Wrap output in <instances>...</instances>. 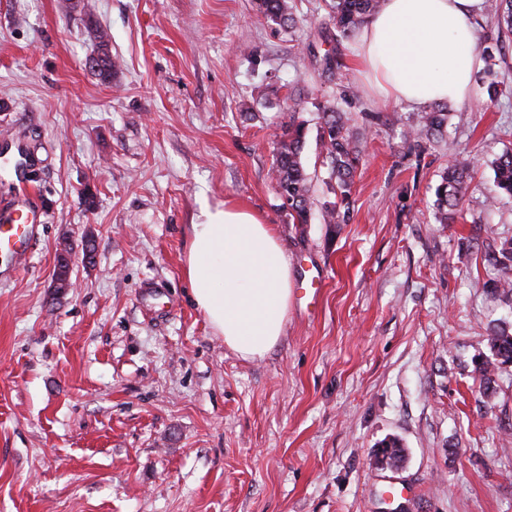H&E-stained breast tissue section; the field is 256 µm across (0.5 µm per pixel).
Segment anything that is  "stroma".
<instances>
[{"label":"stroma","mask_w":512,"mask_h":512,"mask_svg":"<svg viewBox=\"0 0 512 512\" xmlns=\"http://www.w3.org/2000/svg\"><path fill=\"white\" fill-rule=\"evenodd\" d=\"M317 0L300 36L256 0H0V202L29 179L43 224L26 266L0 256V512H512V372L484 395L487 328L512 324L489 289L512 241L492 163L512 149V50L482 61L448 135L406 137L418 111L385 105ZM105 31L114 70L87 60ZM498 81L507 93L489 100ZM362 135L352 205L324 223L329 169L304 149L317 203L289 224L273 190L284 99ZM477 160L463 215L435 219L457 153ZM92 205H85V197ZM235 202L272 224L291 272L315 263V317L291 302L279 343L245 359L190 299L183 266L202 208ZM78 288L55 294L62 241ZM399 439L404 458L374 463Z\"/></svg>","instance_id":"obj_1"}]
</instances>
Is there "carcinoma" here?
I'll use <instances>...</instances> for the list:
<instances>
[{
    "mask_svg": "<svg viewBox=\"0 0 512 512\" xmlns=\"http://www.w3.org/2000/svg\"><path fill=\"white\" fill-rule=\"evenodd\" d=\"M259 10L264 18L280 27L295 21L296 0H258ZM329 20L335 30L336 43L341 44L361 29L368 18L379 8V0H324ZM497 42L512 43V0H499ZM99 38V59L97 72L107 79L112 75V58L105 52L103 35ZM300 103L289 106V120L275 132V155L273 162L274 190L278 197L286 198L288 204L281 205L287 212L289 223L300 227L310 223L312 210L311 181L303 162L306 142V123L297 120L295 112ZM448 126V110L438 105L421 113L410 126L408 136L414 140L433 141L443 136ZM317 144L320 154L330 167V179L334 180L331 190L335 201L323 204L324 220L329 224H340L344 213L349 211L354 174L359 165L362 150L349 117L326 101L318 105ZM496 192L512 197V149L503 153L493 162ZM473 168L472 159L460 154L448 165L436 187V220L440 224L454 218L462 204L467 178ZM496 293L503 296L512 294V242L503 245L497 259V276L491 280ZM491 356L477 362L475 371L490 390L493 377L499 370L512 365V333L499 325L488 330ZM401 444L396 439L383 442L377 457L393 465L401 458Z\"/></svg>",
    "mask_w": 512,
    "mask_h": 512,
    "instance_id": "cac0c4a2",
    "label": "carcinoma"
}]
</instances>
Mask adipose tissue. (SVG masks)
I'll use <instances>...</instances> for the list:
<instances>
[{
  "instance_id": "1",
  "label": "adipose tissue",
  "mask_w": 512,
  "mask_h": 512,
  "mask_svg": "<svg viewBox=\"0 0 512 512\" xmlns=\"http://www.w3.org/2000/svg\"><path fill=\"white\" fill-rule=\"evenodd\" d=\"M481 0H382L361 31L356 62L385 104L466 102L481 66ZM184 276L212 330L246 359L279 342L291 301L288 259L272 225L233 204L202 209Z\"/></svg>"
}]
</instances>
